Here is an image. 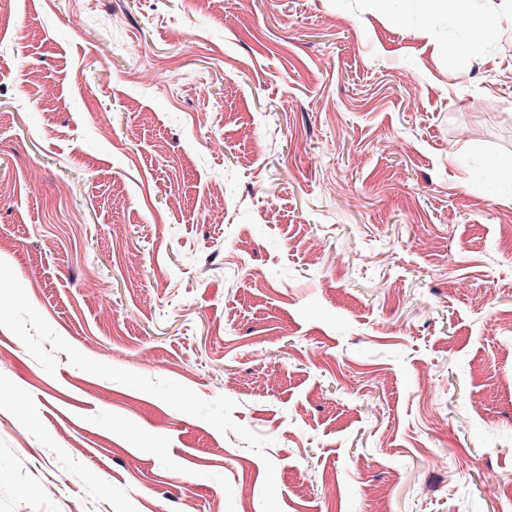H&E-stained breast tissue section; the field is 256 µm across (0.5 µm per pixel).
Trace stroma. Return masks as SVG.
I'll return each instance as SVG.
<instances>
[{"label": "stroma", "instance_id": "1", "mask_svg": "<svg viewBox=\"0 0 512 512\" xmlns=\"http://www.w3.org/2000/svg\"><path fill=\"white\" fill-rule=\"evenodd\" d=\"M465 6L10 0L0 512H512V0ZM463 0H423L429 13H447L448 19L473 31L479 40H491L498 36L499 29L490 17H476L460 3Z\"/></svg>", "mask_w": 512, "mask_h": 512}]
</instances>
